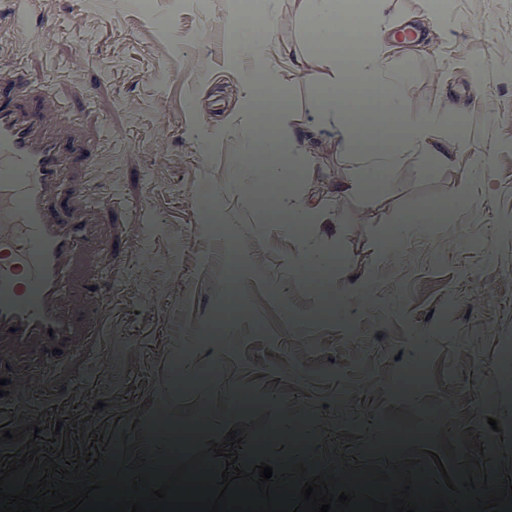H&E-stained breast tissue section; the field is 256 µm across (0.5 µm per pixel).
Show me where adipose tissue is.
<instances>
[{
  "label": "adipose tissue",
  "instance_id": "adipose-tissue-1",
  "mask_svg": "<svg viewBox=\"0 0 512 512\" xmlns=\"http://www.w3.org/2000/svg\"><path fill=\"white\" fill-rule=\"evenodd\" d=\"M293 17L304 25L308 39L306 49L285 43L281 51L298 76L316 70L320 76L317 95L326 112L345 122L346 142L350 145V163L344 177L348 193L365 198L368 204L378 201L374 185L387 170L409 162L446 160L460 149V142L447 141V129L440 117L426 120H395L394 103L403 92L399 69L386 55L391 42L392 22L389 0H373L369 20L354 16L352 32L360 44L349 61H342L331 37L341 14V0H292ZM225 33L232 48L249 52L252 67L246 77L238 110L237 124L254 134H264L270 144L255 143L243 153L237 168L245 172L252 187L262 190L263 201L257 209L270 222L278 224H341V210L319 206L304 191V164L294 154L299 144L308 139V128L297 114L275 93L277 75L268 65L265 47L267 35L255 23L253 13L239 11L225 24ZM388 89L389 103L385 114L391 115L387 142L369 144L366 135L372 100L361 94L360 86ZM475 187L465 175L457 177V191L448 201L414 212L393 214L391 223L397 227L409 224H449L454 213L472 202Z\"/></svg>",
  "mask_w": 512,
  "mask_h": 512
}]
</instances>
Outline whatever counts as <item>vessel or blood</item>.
<instances>
[{"label":"vessel or blood","mask_w":512,"mask_h":512,"mask_svg":"<svg viewBox=\"0 0 512 512\" xmlns=\"http://www.w3.org/2000/svg\"><path fill=\"white\" fill-rule=\"evenodd\" d=\"M26 94L21 84L0 78V282L19 293L32 283L110 287V280L86 279L79 264L68 261L98 212L88 191L99 178L93 161L84 163L86 186L62 187L77 116L58 117L54 133L42 135L35 114L23 105Z\"/></svg>","instance_id":"vessel-or-blood-1"}]
</instances>
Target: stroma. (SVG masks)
Here are the masks:
<instances>
[{
	"label": "stroma",
	"instance_id": "35a3bbf8",
	"mask_svg": "<svg viewBox=\"0 0 512 512\" xmlns=\"http://www.w3.org/2000/svg\"><path fill=\"white\" fill-rule=\"evenodd\" d=\"M251 1L283 19L266 50L279 93L315 131L300 148L312 162L305 187L347 217L303 238L255 211L249 183L224 194L248 142L247 133L233 141L224 131L251 65L247 52H231L224 22ZM37 2L35 35L20 31L11 0H0V75L28 79L25 104L47 120L82 112L65 181L78 185L83 156H95L112 207L91 227L92 246L75 255L85 275L109 272L112 285L22 294L0 286V300L16 308L13 331L0 334V431L12 433L0 438V458L34 452L61 465L96 450L105 459L125 423L157 409L176 420L218 414L245 386L258 402L237 429L242 447L258 430L310 416V447L282 434L272 442L288 470L304 464L307 476L339 477L348 491L380 476L386 488L408 480L425 494L463 471L475 487L496 482L512 462V381L502 361L512 351V0H446L445 26L428 48H402L401 115L442 114L446 125L464 126L466 143L451 166L394 168L369 211L336 181L346 155L313 79L295 76L278 53L280 43L306 42L302 25L288 20L291 0ZM113 130L121 138L107 141ZM480 148L489 153L483 164ZM459 172L482 189L477 208L380 257L376 233L388 210L448 200ZM197 190L222 199L225 223L241 226L243 279L219 280L224 251L191 203ZM335 243L344 255L335 281L302 280L298 261H322ZM226 305L238 314L223 346L195 352L197 367L219 365L222 375L170 400L181 336ZM417 355L428 360V383L401 394L392 382ZM87 373L75 395L56 393L58 382ZM423 409L436 420L424 440L376 453L377 424L397 427Z\"/></svg>",
	"mask_w": 512,
	"mask_h": 512
}]
</instances>
